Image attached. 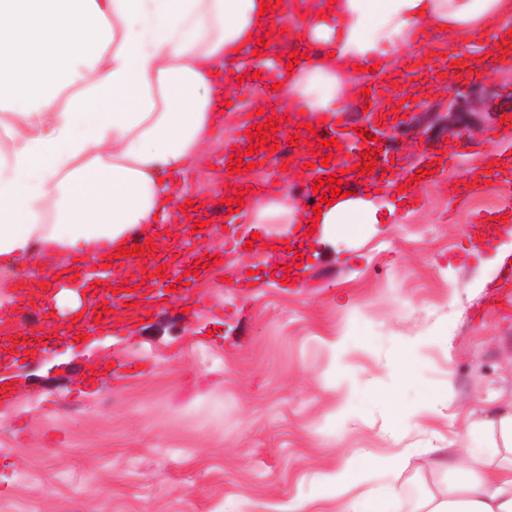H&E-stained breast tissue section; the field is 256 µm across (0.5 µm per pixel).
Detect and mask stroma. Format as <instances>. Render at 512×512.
Returning a JSON list of instances; mask_svg holds the SVG:
<instances>
[{"label":"stroma","mask_w":512,"mask_h":512,"mask_svg":"<svg viewBox=\"0 0 512 512\" xmlns=\"http://www.w3.org/2000/svg\"><path fill=\"white\" fill-rule=\"evenodd\" d=\"M494 82L453 112L448 94L428 93L438 109L425 128L462 124L484 141L489 102L512 94V59ZM250 117L245 89L174 177L176 198L208 208L225 187L209 157ZM429 197L397 207L380 188L384 223L305 247L298 280L285 284L271 254L245 243L288 241L296 225L246 215L201 243L254 271L252 285L191 274L211 307H186L176 291L166 313L132 329L29 349L12 370L11 403L0 404V512H280L358 449L376 457L365 488L384 500L402 489L413 505L446 491L465 421L486 427L477 446L512 460L491 427L512 404V308L490 302L494 289L512 300V280L469 211L449 215L447 198ZM401 356L406 379L393 368ZM88 369L96 380L75 392ZM429 446L435 454L423 456ZM401 448L414 456L387 467Z\"/></svg>","instance_id":"stroma-1"}]
</instances>
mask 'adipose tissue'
<instances>
[{"instance_id":"adipose-tissue-1","label":"adipose tissue","mask_w":512,"mask_h":512,"mask_svg":"<svg viewBox=\"0 0 512 512\" xmlns=\"http://www.w3.org/2000/svg\"><path fill=\"white\" fill-rule=\"evenodd\" d=\"M298 31L328 59L279 65L290 100L316 121L335 111L356 65L417 45L454 27L489 29L512 16V0H321ZM272 18L259 0H0V268L32 254L107 260L131 236L154 234L172 209L168 178L196 158L218 121L225 60L265 36ZM316 221L314 237L334 243L347 225L379 223L368 198L339 199L321 214L271 201L259 224ZM473 427L456 433L466 449L458 478L425 512H512V464L493 465L472 447ZM372 456L357 453L323 474L313 496L289 512H409L401 491L383 505L362 489Z\"/></svg>"}]
</instances>
